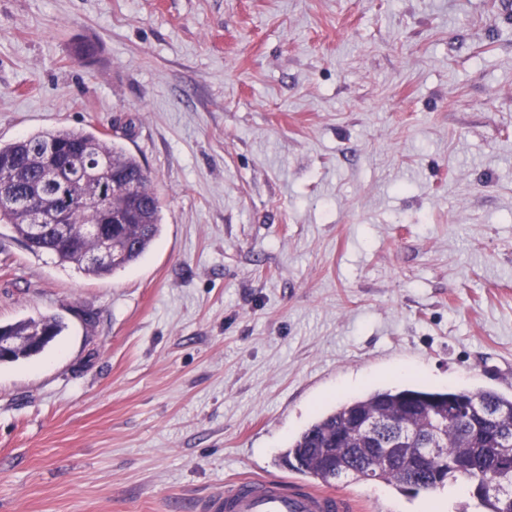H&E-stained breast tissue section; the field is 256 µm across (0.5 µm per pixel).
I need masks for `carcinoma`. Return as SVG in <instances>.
<instances>
[{"instance_id": "carcinoma-1", "label": "carcinoma", "mask_w": 512, "mask_h": 512, "mask_svg": "<svg viewBox=\"0 0 512 512\" xmlns=\"http://www.w3.org/2000/svg\"><path fill=\"white\" fill-rule=\"evenodd\" d=\"M63 150L64 162L76 167L90 165L94 179L111 182L112 177L135 182L136 220L120 229L112 245V261L89 262L86 255L97 251L100 242L89 229L100 221L98 208L82 201L85 188L79 183L62 184L45 172L43 158L49 144ZM0 163L12 172L5 179L13 185V196H0V224H8L27 242L30 252L49 253L62 266L72 264L89 276L105 277L137 263L162 231L161 205L149 173L135 156L103 132L56 128L0 143ZM40 191L54 198L67 211V224L46 225L42 238L33 243L28 214L20 199ZM13 336L34 339L15 352L14 360L42 352L62 332L54 316L42 315L11 324ZM477 401L492 410L495 421L478 442L469 437L468 406ZM405 437V451L420 457L430 440L440 453L420 465L370 473L365 467L369 447L386 448ZM499 449L495 481L477 487L473 475L457 468L466 456L480 468L484 448ZM282 464L318 483L330 485L344 479L380 480L400 492L417 495L461 484L482 507V512H512V394L492 389L425 390L379 388L342 402L318 415L295 436L281 456Z\"/></svg>"}]
</instances>
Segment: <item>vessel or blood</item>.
Here are the masks:
<instances>
[{
  "instance_id": "1",
  "label": "vessel or blood",
  "mask_w": 512,
  "mask_h": 512,
  "mask_svg": "<svg viewBox=\"0 0 512 512\" xmlns=\"http://www.w3.org/2000/svg\"><path fill=\"white\" fill-rule=\"evenodd\" d=\"M212 512H361L351 495L311 485L289 487L282 480H244L210 503Z\"/></svg>"
}]
</instances>
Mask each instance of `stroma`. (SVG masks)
<instances>
[{
    "label": "stroma",
    "instance_id": "1",
    "mask_svg": "<svg viewBox=\"0 0 512 512\" xmlns=\"http://www.w3.org/2000/svg\"><path fill=\"white\" fill-rule=\"evenodd\" d=\"M501 2L0 0V142L108 133L162 202L104 278L0 224V326L65 325L0 362V512H205L241 478L304 483L279 454L368 391L512 394ZM5 327H0V362L9 358L15 344L13 336H29L36 341L28 346H20L17 352H15L14 359L11 360L12 362L39 354L60 335L63 328L61 322L55 316L47 315L8 325L10 336L4 334L3 330ZM41 332H44L45 335L38 336Z\"/></svg>",
    "mask_w": 512,
    "mask_h": 512
}]
</instances>
